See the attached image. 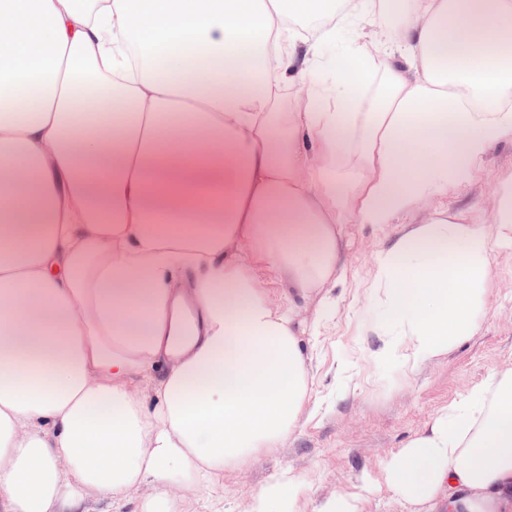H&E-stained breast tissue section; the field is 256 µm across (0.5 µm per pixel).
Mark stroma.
<instances>
[{"mask_svg":"<svg viewBox=\"0 0 512 512\" xmlns=\"http://www.w3.org/2000/svg\"><path fill=\"white\" fill-rule=\"evenodd\" d=\"M512 175V141L497 144L471 179L424 202L465 210L491 225L500 183ZM400 224H348L344 261L317 335L304 339L313 357V397L301 428L284 447L263 455L247 472L225 468L217 486L200 488L191 472L173 475L181 512H249L270 483L290 482L297 512H321L336 494H352L361 512H405L387 487L383 467L432 416L512 369V244L493 260L490 303L475 336L440 360L407 372L378 365L379 344L368 328L370 274L377 252Z\"/></svg>","mask_w":512,"mask_h":512,"instance_id":"obj_1","label":"stroma"}]
</instances>
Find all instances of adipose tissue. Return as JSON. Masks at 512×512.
<instances>
[{
    "label": "adipose tissue",
    "mask_w": 512,
    "mask_h": 512,
    "mask_svg": "<svg viewBox=\"0 0 512 512\" xmlns=\"http://www.w3.org/2000/svg\"><path fill=\"white\" fill-rule=\"evenodd\" d=\"M344 2L0 0V512H120L144 486L177 512L178 469L207 487L282 447L346 224L407 220L373 267L378 363L476 334L497 238L413 216L512 140V0H404L394 25ZM384 477L408 512H512V370Z\"/></svg>",
    "instance_id": "ef3b65f1"
}]
</instances>
